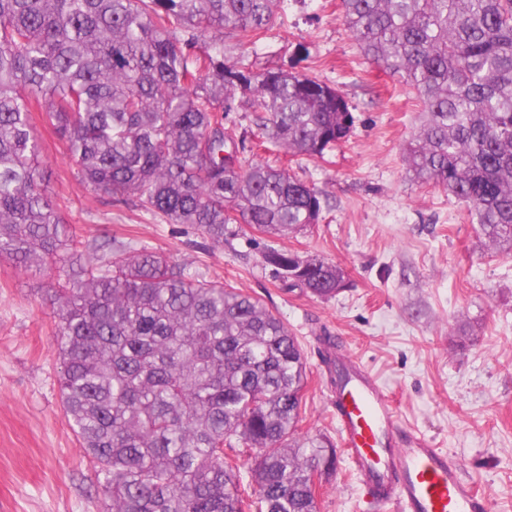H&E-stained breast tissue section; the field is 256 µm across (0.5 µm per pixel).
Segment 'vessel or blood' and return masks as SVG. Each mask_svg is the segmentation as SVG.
Masks as SVG:
<instances>
[{
	"mask_svg": "<svg viewBox=\"0 0 512 512\" xmlns=\"http://www.w3.org/2000/svg\"><path fill=\"white\" fill-rule=\"evenodd\" d=\"M334 402L336 422L360 485L359 512H490L456 463L420 435H403L375 376L351 363Z\"/></svg>",
	"mask_w": 512,
	"mask_h": 512,
	"instance_id": "1",
	"label": "vessel or blood"
}]
</instances>
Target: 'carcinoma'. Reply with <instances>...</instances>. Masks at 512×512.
<instances>
[{"label": "carcinoma", "mask_w": 512, "mask_h": 512, "mask_svg": "<svg viewBox=\"0 0 512 512\" xmlns=\"http://www.w3.org/2000/svg\"><path fill=\"white\" fill-rule=\"evenodd\" d=\"M281 0H0V257L55 259L65 418L94 464L103 512H317L336 446L297 436L301 347L261 299L174 257L77 240L48 194L33 114L67 143L80 182L188 224L214 247L229 225L281 238L318 223L327 197L282 166L246 163L224 119L247 100L259 144L322 158L346 141L343 96L287 70L224 57ZM373 63L416 95L411 180L464 202L485 244L512 250V0H341ZM278 281L336 296V265L263 254ZM252 489L246 491L242 470Z\"/></svg>", "instance_id": "obj_1"}]
</instances>
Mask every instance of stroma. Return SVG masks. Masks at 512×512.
<instances>
[{
  "mask_svg": "<svg viewBox=\"0 0 512 512\" xmlns=\"http://www.w3.org/2000/svg\"><path fill=\"white\" fill-rule=\"evenodd\" d=\"M224 49L253 71L307 73L347 100L348 141L293 168L324 190L320 220L281 242L339 266L345 288L328 300L285 290L261 256L270 237L245 225L215 249L188 225L104 203L41 124L48 190L65 221L82 241L134 239L261 298L304 352L300 433L334 442L336 375L322 339L337 338L338 357L377 378L403 426L446 451L491 512H512V252L488 249L453 196L407 179L406 147L420 120L414 92L363 55L340 0H283L259 40L228 39ZM65 282L0 259V512H102L96 470L61 404L51 297ZM358 500L351 464L338 454L317 510L357 512Z\"/></svg>",
  "mask_w": 512,
  "mask_h": 512,
  "instance_id": "obj_1",
  "label": "stroma"
}]
</instances>
